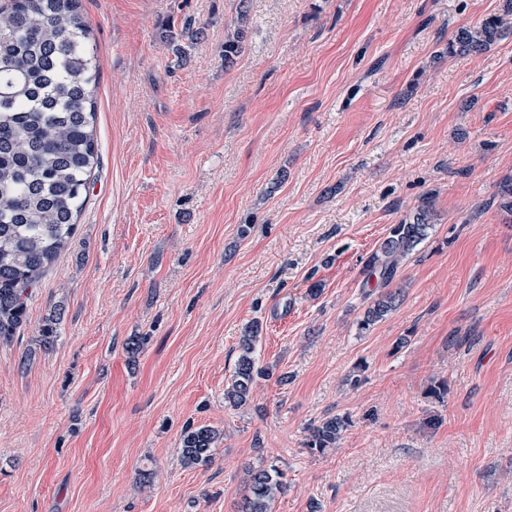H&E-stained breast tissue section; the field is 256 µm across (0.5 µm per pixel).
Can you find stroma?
<instances>
[{"mask_svg": "<svg viewBox=\"0 0 512 512\" xmlns=\"http://www.w3.org/2000/svg\"><path fill=\"white\" fill-rule=\"evenodd\" d=\"M237 4L81 0L99 158L71 244L0 343V512H241L246 469L270 464L273 512H512V216L495 198L512 35L448 55L503 0H247L242 23ZM424 206L428 239L390 283L368 274ZM388 291L395 309L359 332ZM256 319L270 374L235 409ZM336 414L351 426L311 452ZM189 422L221 434L209 466L181 461ZM260 331V322L252 321L244 328L240 337V349L232 375V383L225 392V399L233 407L238 408L248 404L257 379L266 374L269 375L257 366L253 355ZM350 424L351 420L348 416L336 415L322 419L310 428L307 448L311 451L324 452L328 448L336 447Z\"/></svg>", "mask_w": 512, "mask_h": 512, "instance_id": "1", "label": "stroma"}]
</instances>
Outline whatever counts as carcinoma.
<instances>
[{
    "instance_id": "cac0c4a2",
    "label": "carcinoma",
    "mask_w": 512,
    "mask_h": 512,
    "mask_svg": "<svg viewBox=\"0 0 512 512\" xmlns=\"http://www.w3.org/2000/svg\"><path fill=\"white\" fill-rule=\"evenodd\" d=\"M512 0L503 13L459 28L448 39V56L486 51L512 26ZM79 0H5L0 5V341L8 342L27 320L33 287L75 236L98 161L94 134L97 57ZM244 29L224 41V63L243 48ZM430 211L421 208L409 223L394 224L367 261L379 278L391 280L398 264L429 235ZM397 294H381L357 322L368 331L396 306ZM259 321L240 337L232 383L225 399L236 408L249 403L253 385L266 375L254 358ZM351 420L336 415L310 428L312 451L336 447ZM220 438L202 425L181 434L182 462L206 466ZM275 465L247 472L242 512H272L285 489Z\"/></svg>"
}]
</instances>
